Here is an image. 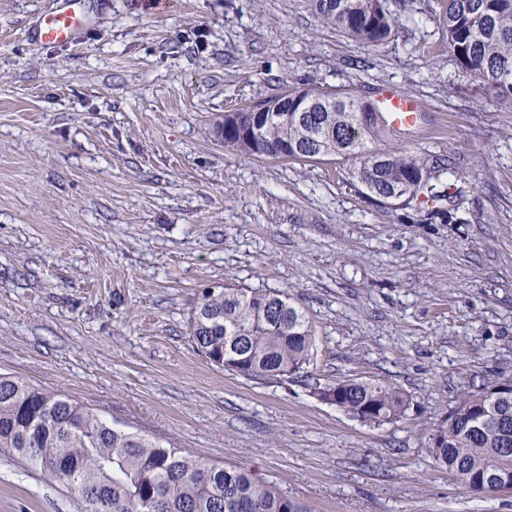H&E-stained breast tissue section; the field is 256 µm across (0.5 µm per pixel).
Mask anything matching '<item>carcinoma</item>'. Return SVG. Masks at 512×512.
I'll return each mask as SVG.
<instances>
[{"instance_id": "obj_1", "label": "carcinoma", "mask_w": 512, "mask_h": 512, "mask_svg": "<svg viewBox=\"0 0 512 512\" xmlns=\"http://www.w3.org/2000/svg\"><path fill=\"white\" fill-rule=\"evenodd\" d=\"M315 12L365 47L393 36L399 18L386 0H312ZM448 53L482 91L512 99V0H443ZM320 100L307 112H268L251 143L237 126L224 146L245 155L354 162L353 178L367 196L387 197L418 186L434 206L407 203L427 221L463 224L456 207L430 183L431 168L411 152L377 150L395 136L386 113L355 91L304 89ZM196 350L215 366L250 378L297 376L310 365L317 330L307 313L280 291L207 288L190 320ZM504 377L477 386L429 438L428 452L451 476L512 484V398L495 396ZM313 394L373 423L401 418L405 397L396 388L358 379L315 383ZM0 452L40 470L77 495L78 512H303L274 484L235 465L205 464L176 448L108 425L92 409L57 392L0 374Z\"/></svg>"}]
</instances>
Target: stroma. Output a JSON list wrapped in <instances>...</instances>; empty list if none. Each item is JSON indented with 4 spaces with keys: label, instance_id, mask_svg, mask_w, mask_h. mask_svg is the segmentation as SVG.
<instances>
[{
    "label": "stroma",
    "instance_id": "35a3bbf8",
    "mask_svg": "<svg viewBox=\"0 0 512 512\" xmlns=\"http://www.w3.org/2000/svg\"><path fill=\"white\" fill-rule=\"evenodd\" d=\"M89 0L67 46L29 37L55 0H0V374L114 427L250 469L306 512H512L428 455L473 386L512 375V99L446 47L440 0H408L376 49L311 0ZM423 119L386 151L450 156L465 224L375 204L339 157L225 148V113L303 84ZM286 292L314 321L302 378L249 380L193 347L203 289ZM378 381L402 418L361 421L310 382ZM0 512H76L57 481L0 454Z\"/></svg>",
    "mask_w": 512,
    "mask_h": 512
}]
</instances>
